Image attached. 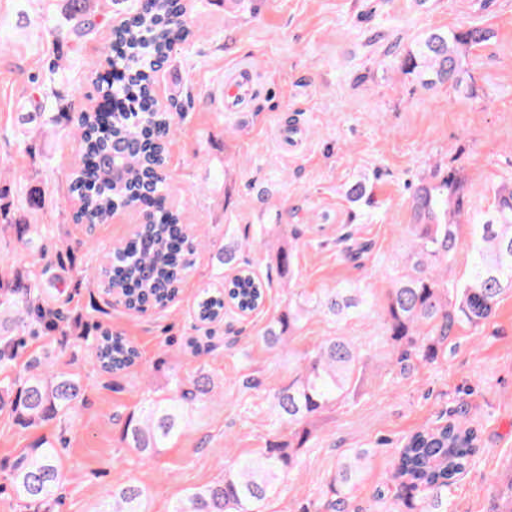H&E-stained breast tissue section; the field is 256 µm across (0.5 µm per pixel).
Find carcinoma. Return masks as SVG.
<instances>
[{
    "label": "carcinoma",
    "mask_w": 512,
    "mask_h": 512,
    "mask_svg": "<svg viewBox=\"0 0 512 512\" xmlns=\"http://www.w3.org/2000/svg\"><path fill=\"white\" fill-rule=\"evenodd\" d=\"M99 2L60 0L62 16L75 36L87 35L103 22ZM183 15L181 0H145L140 11L112 31V40L102 49L118 76L101 89L103 97L112 99V108L85 112L76 119L73 144L81 165L70 183L71 193L82 202L83 215L95 224L107 223L121 208L137 202L147 205L160 196L162 183L154 180V169L164 162L173 129L170 113L154 108L151 77L174 45L190 35L185 22L177 21ZM492 36L491 29L480 25L433 29L405 50L402 69L428 90L445 86L472 95L467 59ZM57 73L58 64L52 62L47 78H30L31 111L23 114L26 123L40 126L55 121L46 112V81ZM409 207L412 222L405 229L412 245L405 271L389 290L383 309L386 335L398 350L396 363L402 374L418 362L438 360L456 327L480 326L495 313L500 297L512 292V181L494 189L487 210L476 211L468 179L455 168L436 169L415 186ZM465 223L471 226V272L467 280L450 283L448 271L461 249ZM280 229L279 224H261L252 241L224 232V244L214 257L234 276L220 288L201 289L196 302L199 320L220 318L226 300L243 312L260 306L272 277L260 280L243 267L241 257L257 243L268 245V238ZM201 246V236L189 233L179 214L161 207L154 222L134 234L122 255L107 256L96 278L107 279L115 300L129 309L144 312L164 306L178 293ZM270 257V268L288 286V304L266 321L257 337L268 351L283 352L303 320L314 314L336 322L365 313L368 301L361 288H330L316 295L292 288V247L282 244ZM40 287L32 270L8 279L0 274V318L9 323L7 330H0V367H8L17 336L32 324L46 330L57 327L51 315L31 300ZM89 349L105 372L129 368L139 357L136 348L109 329L101 330ZM365 358L344 336L323 340L303 358L294 379L272 396L274 421L288 427V439L224 468L220 479L187 494L171 512H260V504L276 491L280 476L295 467L298 450L313 437L314 419L355 395ZM214 389L213 378L202 367L187 377L172 371L167 385L155 390L140 414L125 420V447L145 460L154 458L181 434L187 411L212 397ZM83 391L79 374L39 363L14 381L0 382V411L24 427L39 428L70 411ZM475 441L474 429L460 419L413 434L397 459L399 484L393 512H448V494L465 471ZM356 464L350 460L338 465L331 486L335 497L325 505L329 512H346ZM7 480L23 508L51 512L67 475L55 445L38 440L16 459ZM111 498L109 512H146L145 488L133 480L113 484Z\"/></svg>",
    "instance_id": "obj_1"
}]
</instances>
